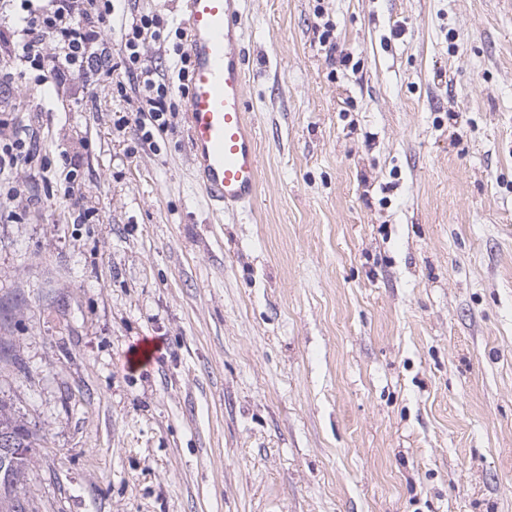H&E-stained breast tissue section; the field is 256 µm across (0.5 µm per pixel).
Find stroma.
Masks as SVG:
<instances>
[{"label": "stroma", "mask_w": 512, "mask_h": 512, "mask_svg": "<svg viewBox=\"0 0 512 512\" xmlns=\"http://www.w3.org/2000/svg\"><path fill=\"white\" fill-rule=\"evenodd\" d=\"M113 6V60L155 15L171 73L178 0ZM243 9L261 181L219 220L183 97L142 142L124 72L18 66L0 0V135L39 162L0 175L26 512H512V5Z\"/></svg>", "instance_id": "stroma-1"}]
</instances>
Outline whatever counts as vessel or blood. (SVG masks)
I'll list each match as a JSON object with an SVG mask.
<instances>
[{"label":"vessel or blood","instance_id":"1","mask_svg":"<svg viewBox=\"0 0 512 512\" xmlns=\"http://www.w3.org/2000/svg\"><path fill=\"white\" fill-rule=\"evenodd\" d=\"M242 0H180L191 71L184 119L193 175L224 214L255 200L256 136L247 121Z\"/></svg>","mask_w":512,"mask_h":512}]
</instances>
